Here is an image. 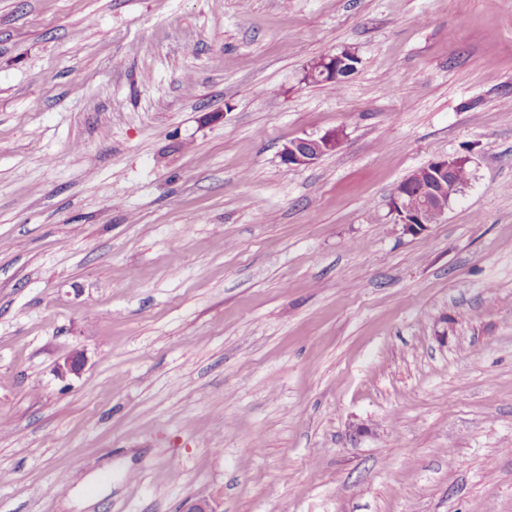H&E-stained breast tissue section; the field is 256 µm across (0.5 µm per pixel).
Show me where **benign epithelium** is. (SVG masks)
Instances as JSON below:
<instances>
[{
    "mask_svg": "<svg viewBox=\"0 0 512 512\" xmlns=\"http://www.w3.org/2000/svg\"><path fill=\"white\" fill-rule=\"evenodd\" d=\"M336 59L335 55L322 59L320 68L311 73L313 79L336 81ZM338 144L339 138L334 131L321 136L297 138L283 147L281 159L292 167L308 166L324 154L335 151ZM456 171L457 164L453 160H433L413 172L395 188L389 202L390 210L403 224L406 233H419L444 216L438 206L435 186L445 182L453 183ZM83 364L82 353L76 351L58 366V375L64 378L69 374H76L81 371Z\"/></svg>",
    "mask_w": 512,
    "mask_h": 512,
    "instance_id": "7a95c632",
    "label": "benign epithelium"
}]
</instances>
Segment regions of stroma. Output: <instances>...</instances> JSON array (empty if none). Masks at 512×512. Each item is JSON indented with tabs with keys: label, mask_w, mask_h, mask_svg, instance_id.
<instances>
[{
	"label": "stroma",
	"mask_w": 512,
	"mask_h": 512,
	"mask_svg": "<svg viewBox=\"0 0 512 512\" xmlns=\"http://www.w3.org/2000/svg\"><path fill=\"white\" fill-rule=\"evenodd\" d=\"M0 473V512H512V0H0ZM338 144L339 138L335 131L326 132L321 136L297 138L283 147L281 159L288 166H308L324 156L325 153L335 151ZM456 171L454 160H433L395 188L389 202L390 210L403 224L406 233H419L444 216L445 209L440 212L438 199L441 197L448 203V186L453 183ZM466 175V166L457 172L456 181L460 186L466 181ZM442 183L445 185L439 188L438 197L434 188Z\"/></svg>",
	"instance_id": "obj_1"
}]
</instances>
